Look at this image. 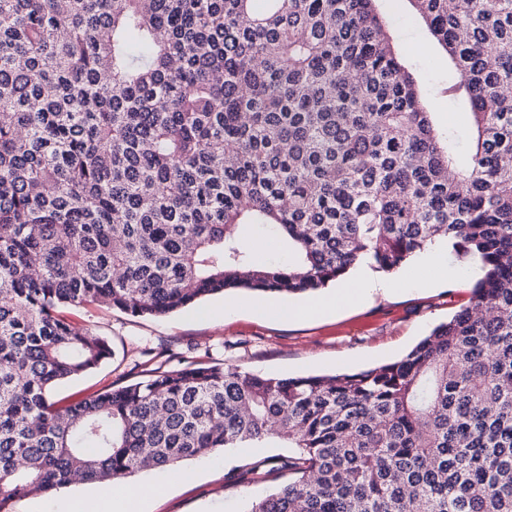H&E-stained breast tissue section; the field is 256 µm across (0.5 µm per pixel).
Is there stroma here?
Returning a JSON list of instances; mask_svg holds the SVG:
<instances>
[{
  "mask_svg": "<svg viewBox=\"0 0 512 512\" xmlns=\"http://www.w3.org/2000/svg\"><path fill=\"white\" fill-rule=\"evenodd\" d=\"M397 47L422 48L411 60V71L427 99L439 128L455 124L466 131L467 117L448 97L454 73L446 52L419 18L412 0H376ZM416 255L398 270L377 272L395 290L373 292L358 306L311 321L285 322L253 308L251 294H239V312L224 318L218 312L223 297L162 317H134L96 306L73 307L69 314L80 324L107 338L112 356L97 370L66 381L55 393L86 395L104 385L118 386L147 377L149 370L180 368L191 363H232L241 369L280 378L354 373L404 356L439 323L469 305L474 269L449 255L447 270H426ZM287 443L271 439L239 448H226L164 470L137 472L129 483L165 486L148 495L143 512H245L248 503L263 497L278 482L247 473V463L288 458Z\"/></svg>",
  "mask_w": 512,
  "mask_h": 512,
  "instance_id": "stroma-1",
  "label": "stroma"
}]
</instances>
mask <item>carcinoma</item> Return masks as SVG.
<instances>
[{
    "instance_id": "carcinoma-1",
    "label": "carcinoma",
    "mask_w": 512,
    "mask_h": 512,
    "mask_svg": "<svg viewBox=\"0 0 512 512\" xmlns=\"http://www.w3.org/2000/svg\"><path fill=\"white\" fill-rule=\"evenodd\" d=\"M374 2L0 0V512L273 438L292 478L246 512H512V0H412L464 144ZM438 239L470 305L393 363L54 394L112 355L62 307L314 293ZM254 235L257 239L255 248L260 260L280 265H287L291 262L292 258L288 251L279 249L276 245L267 241L268 236L257 232Z\"/></svg>"
}]
</instances>
